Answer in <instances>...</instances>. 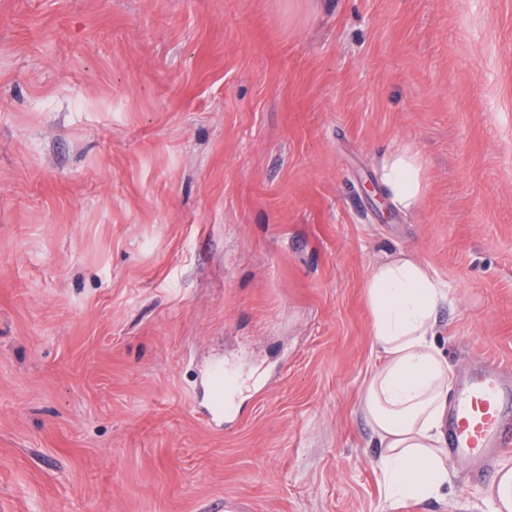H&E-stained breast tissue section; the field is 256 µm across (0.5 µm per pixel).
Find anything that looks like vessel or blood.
<instances>
[{"instance_id":"vessel-or-blood-1","label":"vessel or blood","mask_w":512,"mask_h":512,"mask_svg":"<svg viewBox=\"0 0 512 512\" xmlns=\"http://www.w3.org/2000/svg\"><path fill=\"white\" fill-rule=\"evenodd\" d=\"M224 365L208 372L212 401L208 418L224 416ZM512 449V380L491 364L464 376L448 409V451L478 462L495 459Z\"/></svg>"}]
</instances>
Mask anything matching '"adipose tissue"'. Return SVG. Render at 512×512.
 Here are the masks:
<instances>
[{"instance_id":"adipose-tissue-1","label":"adipose tissue","mask_w":512,"mask_h":512,"mask_svg":"<svg viewBox=\"0 0 512 512\" xmlns=\"http://www.w3.org/2000/svg\"><path fill=\"white\" fill-rule=\"evenodd\" d=\"M377 171L395 207L418 209L429 183L427 161L415 146L404 141L387 149ZM364 299L380 363L366 380L360 411L380 450L385 496L441 500L449 483L443 427L455 372L436 344V329L448 284L400 250L371 267Z\"/></svg>"}]
</instances>
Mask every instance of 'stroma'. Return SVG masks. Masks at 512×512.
<instances>
[{
  "instance_id": "stroma-1",
  "label": "stroma",
  "mask_w": 512,
  "mask_h": 512,
  "mask_svg": "<svg viewBox=\"0 0 512 512\" xmlns=\"http://www.w3.org/2000/svg\"><path fill=\"white\" fill-rule=\"evenodd\" d=\"M400 249L456 375L512 371V0H0V512H491L455 457L447 503L385 498L363 286ZM383 189L393 205L413 212L424 201L428 188L427 161L411 143L399 142L387 149L377 166ZM224 364L215 362L209 369L208 382L212 388V401L210 409L207 411L209 419H223L224 421Z\"/></svg>"
}]
</instances>
